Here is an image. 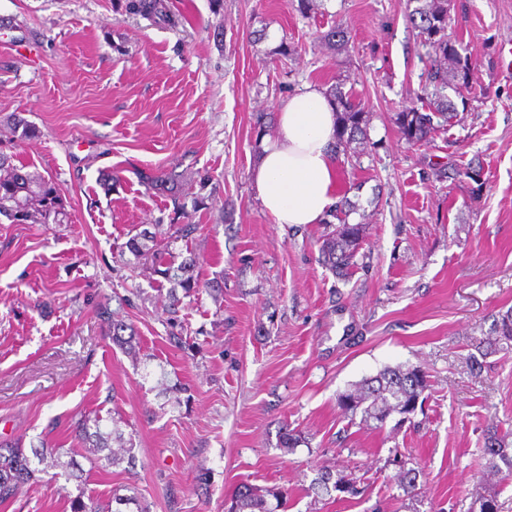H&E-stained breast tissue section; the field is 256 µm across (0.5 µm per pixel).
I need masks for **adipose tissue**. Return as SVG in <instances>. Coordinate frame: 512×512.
I'll use <instances>...</instances> for the list:
<instances>
[{
    "mask_svg": "<svg viewBox=\"0 0 512 512\" xmlns=\"http://www.w3.org/2000/svg\"><path fill=\"white\" fill-rule=\"evenodd\" d=\"M335 136L336 114L322 87L308 84L280 101L252 171L256 198L276 223L319 224L335 208Z\"/></svg>",
    "mask_w": 512,
    "mask_h": 512,
    "instance_id": "adipose-tissue-1",
    "label": "adipose tissue"
}]
</instances>
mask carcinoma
Wrapping results in <instances>:
<instances>
[{
  "mask_svg": "<svg viewBox=\"0 0 512 512\" xmlns=\"http://www.w3.org/2000/svg\"><path fill=\"white\" fill-rule=\"evenodd\" d=\"M408 3L413 5L408 12V21L417 30L422 45L428 48V69L423 88L425 101L419 107L395 113L393 122L402 140L410 145H420L438 128L457 117V103L448 96V91H453L462 107H467L468 94L475 80V65L468 57L462 56L461 44L448 36V0H408ZM126 9L156 24H176V15L165 0H128ZM323 40L335 48L345 49L349 44L348 30L339 21L323 35ZM329 96L336 108L335 152L352 157L367 153L371 146L368 138L369 113L355 102L353 92L344 91L340 83L330 89ZM9 124L13 134L20 139H35L40 135L36 126L18 115L10 116ZM140 179L148 188L169 196L173 205L172 220L184 217L180 202V176L174 173H143ZM354 211L356 208L351 201L344 200L336 211L338 224L323 234L319 246L323 264L342 278L356 266L355 259L367 237L366 215H361V220L356 223L349 222ZM0 217L12 224H63L68 221L66 200L54 179L30 172L27 166L15 164L12 156L0 152ZM150 240L152 235L149 232H139L128 239L126 247L135 258L150 260L151 270L171 284L168 309L173 313L180 302L177 291L190 297L198 293L201 282L193 273L191 260L186 259L177 265L166 258L165 252L148 246ZM97 316L107 324L114 344L128 351L135 349L134 327L115 318L108 304L97 307ZM485 347L498 351L512 347V309L498 312L492 335L475 340L477 350ZM427 387V372L419 365L386 367L338 395L337 406L345 417L354 418L359 414L361 421L381 429L395 414L405 420L415 413ZM89 429L88 421L77 423V437L88 442L85 452L91 466L97 467L101 462L107 466L132 463L131 449L111 445L113 441L122 442L121 437L103 433L98 427L92 433ZM482 451L488 458L490 472L503 479L512 477V433L502 432L496 425L488 427L483 435ZM394 461L399 463L397 479L400 487L408 494L414 493L418 470L405 468V462L397 457ZM77 471L74 461L61 460V454L54 448L28 450L19 440L0 443V504L12 501L23 486L38 480L41 474L50 476L53 481L62 476L67 480H77ZM316 484L327 491L358 492L357 478L351 474L335 476L324 471ZM283 497L284 493L275 489L263 491L243 485L225 503L226 512H275L269 499L279 502ZM70 509L71 512H105L100 502L84 499L81 492L70 498Z\"/></svg>",
  "mask_w": 512,
  "mask_h": 512,
  "instance_id": "obj_1",
  "label": "carcinoma"
}]
</instances>
